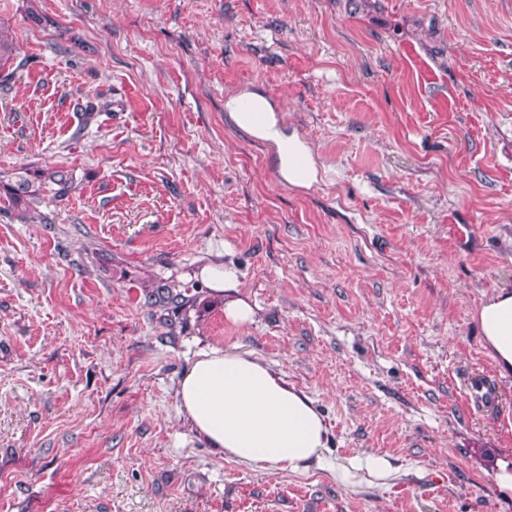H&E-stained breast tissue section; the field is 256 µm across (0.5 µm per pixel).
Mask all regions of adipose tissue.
<instances>
[{
	"instance_id": "ef3b65f1",
	"label": "adipose tissue",
	"mask_w": 512,
	"mask_h": 512,
	"mask_svg": "<svg viewBox=\"0 0 512 512\" xmlns=\"http://www.w3.org/2000/svg\"><path fill=\"white\" fill-rule=\"evenodd\" d=\"M224 110L237 129L266 146L282 183L308 189L321 181L322 165L287 124L280 103L263 91L246 90L225 98ZM200 276L211 295L223 298L227 321H253L255 310L240 295L233 265L212 264ZM474 318L502 374H512V289H495ZM177 395L194 433L224 459L261 470H293L327 447L328 430L313 400L250 352L200 351L183 373Z\"/></svg>"
}]
</instances>
